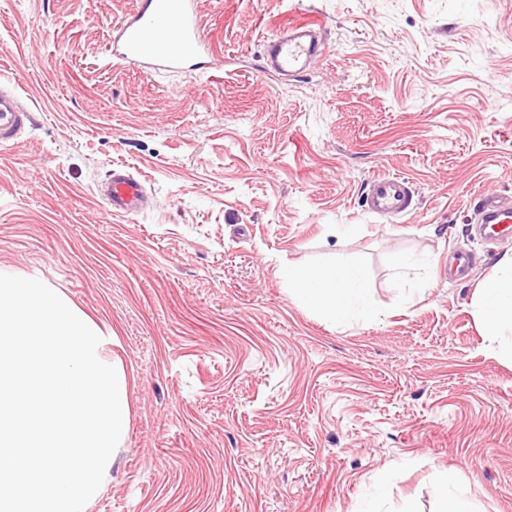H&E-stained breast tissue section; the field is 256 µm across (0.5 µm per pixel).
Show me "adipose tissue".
<instances>
[{
    "label": "adipose tissue",
    "mask_w": 512,
    "mask_h": 512,
    "mask_svg": "<svg viewBox=\"0 0 512 512\" xmlns=\"http://www.w3.org/2000/svg\"><path fill=\"white\" fill-rule=\"evenodd\" d=\"M294 301L311 309L323 323L336 327L363 316L378 317L368 278L361 267L326 264L282 269ZM476 315L490 344L512 354V255L502 257L494 277L478 290Z\"/></svg>",
    "instance_id": "1"
}]
</instances>
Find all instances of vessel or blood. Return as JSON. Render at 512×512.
<instances>
[{
    "label": "vessel or blood",
    "instance_id": "b4317fda",
    "mask_svg": "<svg viewBox=\"0 0 512 512\" xmlns=\"http://www.w3.org/2000/svg\"><path fill=\"white\" fill-rule=\"evenodd\" d=\"M324 26L315 18L289 23L267 38L263 61L266 70L292 77L308 70L325 50ZM122 60L165 71L209 74L221 61L201 33L194 0H141L138 13L126 21L114 49ZM32 120L31 112L9 88H0V145L16 140ZM106 210L113 214L140 211L146 204L144 186L130 174L113 172L99 191ZM414 191L401 176L380 175L371 181L364 205L381 216L413 210ZM475 218L485 238L499 240L512 234V198L482 193Z\"/></svg>",
    "mask_w": 512,
    "mask_h": 512
}]
</instances>
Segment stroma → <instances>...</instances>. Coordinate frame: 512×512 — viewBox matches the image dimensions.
<instances>
[{"mask_svg":"<svg viewBox=\"0 0 512 512\" xmlns=\"http://www.w3.org/2000/svg\"><path fill=\"white\" fill-rule=\"evenodd\" d=\"M138 2L0 0V85L33 116L0 145V270L113 333L131 381L89 512H437L449 468L512 512V359L475 315L512 239L472 229L478 194L512 196V0H196L210 77L113 57ZM312 13L324 56L263 70ZM117 169L146 210L106 211ZM385 174L416 210L365 209ZM352 261L379 319L330 328L278 275Z\"/></svg>","mask_w":512,"mask_h":512,"instance_id":"35a3bbf8","label":"stroma"}]
</instances>
